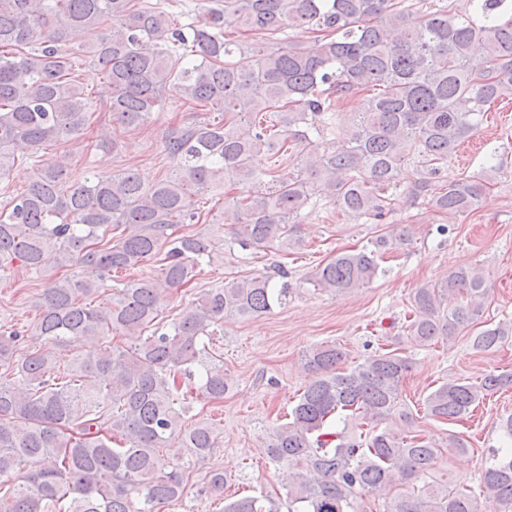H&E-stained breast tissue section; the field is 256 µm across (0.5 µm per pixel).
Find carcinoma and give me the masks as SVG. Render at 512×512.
Here are the masks:
<instances>
[{
    "label": "carcinoma",
    "instance_id": "carcinoma-1",
    "mask_svg": "<svg viewBox=\"0 0 512 512\" xmlns=\"http://www.w3.org/2000/svg\"><path fill=\"white\" fill-rule=\"evenodd\" d=\"M186 33L163 8L134 10L130 0H0V177L14 147L78 141L92 102L71 78L64 50L72 29L96 30L90 47L105 79L112 123L138 127L172 90L187 102L237 119L171 132L166 145L180 158L168 179L146 187L135 173L94 175L65 186V163L37 162L28 189L0 212V272L16 267L65 270L46 289L31 335L39 340L15 355L24 332H0V512H155L183 498L190 462L216 447L213 427L186 424L185 379L224 400L231 386L224 364L207 356L203 337L227 316L267 314L288 294L270 278H233L194 300L174 322L156 324L158 296L184 288L215 257L201 233H177L198 217L194 196L221 181L238 195L224 208L233 243L242 250H293L302 240L296 218L318 191L341 211L374 224L390 212L394 176L405 161L420 164L406 201L456 216L476 210L491 178L439 184V163L470 139L484 107L512 97V0H224L204 7ZM276 32L308 25L321 34L314 48L254 50L224 38V26ZM151 40L159 49L143 53ZM182 52L188 66H169ZM480 55L485 67L470 66ZM369 93L365 110L348 118L331 105ZM271 113L269 124L252 120ZM347 124L345 142L326 150L309 138ZM303 146L295 173L273 189L252 191L263 172L260 154L285 157ZM407 225L370 239L359 251L336 253L313 275V286L347 293L377 277L387 252L410 245ZM167 251L157 275L113 288L112 303H87L112 273L135 269ZM483 274L460 267L439 284L414 292L418 311L404 332L417 343L450 341L483 314ZM461 302H456V299ZM150 335L129 349L108 344L61 367L71 338ZM509 329L485 328L473 346L489 351ZM346 354L321 344L304 355L309 383L288 421L269 429L265 455L288 468L285 501L245 496L224 512H366L361 502L384 491L385 512H512V448H496L481 490L428 481L437 465L468 451L450 434L433 443L416 430L402 399L411 360L391 350L347 370ZM512 387V373L480 383H443L425 398V416L457 421L491 392ZM174 452L162 454L160 449ZM201 494L224 495V471L213 470Z\"/></svg>",
    "mask_w": 512,
    "mask_h": 512
}]
</instances>
